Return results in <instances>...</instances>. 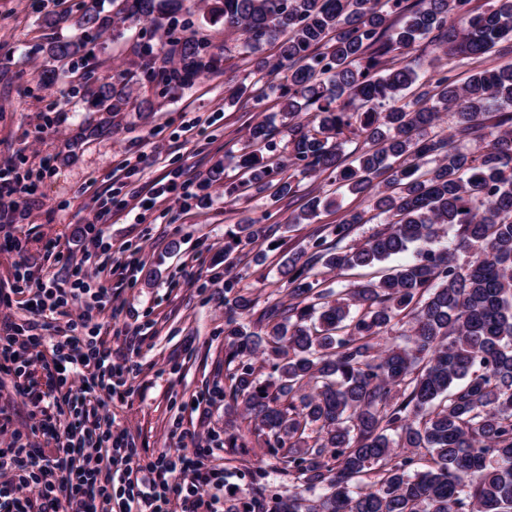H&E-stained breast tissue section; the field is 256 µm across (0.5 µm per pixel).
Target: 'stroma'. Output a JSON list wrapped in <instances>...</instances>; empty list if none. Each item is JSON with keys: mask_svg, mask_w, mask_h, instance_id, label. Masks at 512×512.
<instances>
[{"mask_svg": "<svg viewBox=\"0 0 512 512\" xmlns=\"http://www.w3.org/2000/svg\"><path fill=\"white\" fill-rule=\"evenodd\" d=\"M82 7L83 0H67L59 7L52 0L41 7L31 0H0V163L8 160L20 174H37L39 161L26 151L25 143L39 133L44 137L42 151L53 156L56 167L54 175L39 182L35 201L19 226L34 263L46 274L58 272L46 249L54 239L82 257L84 226L94 219L97 195L115 187L112 173L125 150H157L162 156L133 177L136 189H149L175 167L189 179H213L207 197L157 199L141 222L116 210L103 227L112 245L111 257L138 249L140 267L136 277L117 273L105 281L123 307L102 315V333L119 350L125 347L123 334L134 335L139 354L129 389L102 404L120 426L129 428L148 461L161 451L181 449L173 423L178 418L190 421L185 406L201 394L210 396L208 420L221 436L236 432L241 423L240 417L224 412L225 282L247 289L261 304L274 298L278 274L273 258L300 250L314 226L337 223L361 201L337 194L335 206L322 210L314 224L289 229L283 226L289 214L287 201L273 200L264 192L245 202H231L226 188L236 172L227 158L244 147L249 125L265 122L279 147L288 143L287 121L276 96L260 103L247 94L226 99V84L241 83L246 75L235 59L221 72L167 94L145 80H135L130 84L131 104L118 116L89 111L83 86L122 73L145 26L128 21L121 26V37L106 32L95 38L90 49L102 65L94 73L80 70L47 81L44 48L52 40L76 36L73 19ZM58 111L65 121L55 133L48 125ZM194 116L202 117L203 126L194 134L184 133V119ZM266 211L282 223L261 245L269 263L225 270L224 245L240 220ZM214 462L230 470L225 488L238 500L247 498L258 483L271 497L287 495L291 487L281 464L257 448H227Z\"/></svg>", "mask_w": 512, "mask_h": 512, "instance_id": "obj_1", "label": "stroma"}]
</instances>
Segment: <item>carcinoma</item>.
I'll list each match as a JSON object with an SVG mask.
<instances>
[{
	"mask_svg": "<svg viewBox=\"0 0 512 512\" xmlns=\"http://www.w3.org/2000/svg\"><path fill=\"white\" fill-rule=\"evenodd\" d=\"M88 0L82 35L46 48L48 72L96 65L86 41L134 18L178 52L139 44L140 75L168 91L223 69L209 35L180 18L190 0ZM216 0L212 13L242 41L258 100L279 92L288 115V159L273 162L264 123L249 128L253 150L236 157L230 194L275 188L296 196L299 177L327 182L366 202L316 228L280 263L288 299L265 303L254 330L241 319L255 300L236 293L225 312L224 388L249 438L288 466L293 491L273 512H512V67L482 68L495 47L512 53V0ZM444 62L420 77L402 55L419 41ZM267 48L272 58L253 61ZM466 67L468 80L456 71ZM287 70L284 82L272 77ZM96 112H124L127 83L90 92ZM452 113L454 132L436 131ZM364 144L346 163L341 141ZM330 201L309 198L288 216L310 224ZM245 218L224 246V267L267 254L247 250L273 231ZM383 225L350 244L354 225ZM456 247L441 245L446 229ZM412 252L389 273L377 264ZM467 256L466 265L458 254ZM356 271L341 288L328 278ZM403 323L407 329L397 332ZM270 366L260 382L256 359Z\"/></svg>",
	"mask_w": 512,
	"mask_h": 512,
	"instance_id": "cac0c4a2",
	"label": "carcinoma"
}]
</instances>
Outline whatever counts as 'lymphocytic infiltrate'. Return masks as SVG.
<instances>
[{"label": "lymphocytic infiltrate", "instance_id": "f902f5d3", "mask_svg": "<svg viewBox=\"0 0 512 512\" xmlns=\"http://www.w3.org/2000/svg\"><path fill=\"white\" fill-rule=\"evenodd\" d=\"M35 193L12 164L1 165L0 224L24 220ZM111 217L112 201L103 199L85 227L81 260L49 243L67 269L61 280L31 263L16 234L0 240L19 258L14 288L0 291V389L11 387L28 407L21 423L0 418V434L10 437L0 448V512H266L259 500L225 501L224 471L212 463L222 444L208 424L180 428L192 451H162L145 463L127 429L100 414L102 396L126 385L138 352L132 343L117 352L102 335L100 318L116 303L97 260L111 248L101 230ZM38 369L47 390L32 379Z\"/></svg>", "mask_w": 512, "mask_h": 512}]
</instances>
